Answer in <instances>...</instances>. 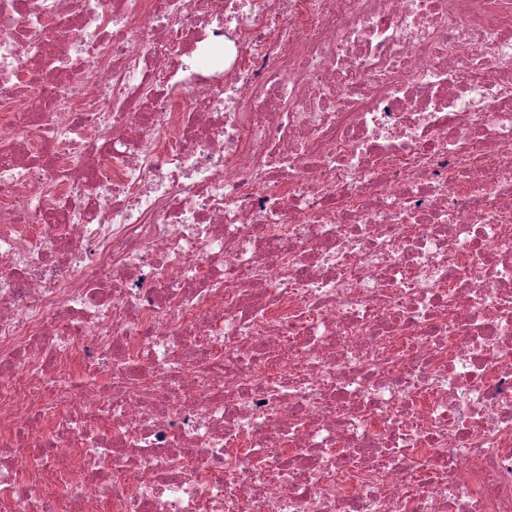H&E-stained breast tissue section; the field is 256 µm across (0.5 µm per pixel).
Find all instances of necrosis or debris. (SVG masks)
<instances>
[{"label":"necrosis or debris","instance_id":"4bbe7bcc","mask_svg":"<svg viewBox=\"0 0 512 512\" xmlns=\"http://www.w3.org/2000/svg\"><path fill=\"white\" fill-rule=\"evenodd\" d=\"M0 512H512V0H0Z\"/></svg>","mask_w":512,"mask_h":512}]
</instances>
